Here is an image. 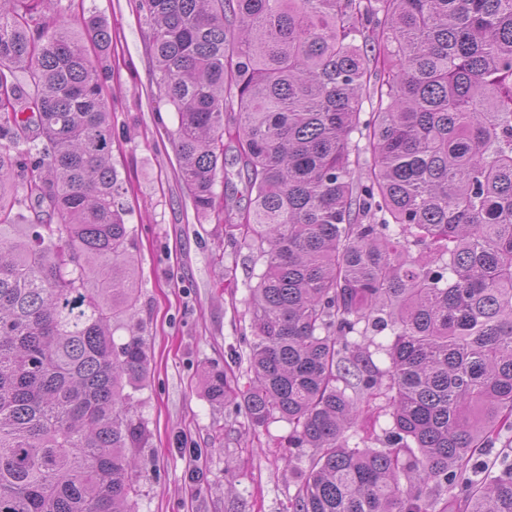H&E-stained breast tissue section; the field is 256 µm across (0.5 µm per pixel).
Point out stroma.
Here are the masks:
<instances>
[{
	"mask_svg": "<svg viewBox=\"0 0 512 512\" xmlns=\"http://www.w3.org/2000/svg\"><path fill=\"white\" fill-rule=\"evenodd\" d=\"M69 14H94L112 30L101 77L112 113V162L127 182L123 202L137 238L135 319L114 336H141L149 374L135 412L150 431L137 452L138 512H288L311 449H289L288 422L252 436L236 405L210 403L205 374L244 378L258 251L199 216L179 177L173 107L160 102L135 0H62ZM392 425L385 396L371 400L350 443L381 447Z\"/></svg>",
	"mask_w": 512,
	"mask_h": 512,
	"instance_id": "35a3bbf8",
	"label": "stroma"
}]
</instances>
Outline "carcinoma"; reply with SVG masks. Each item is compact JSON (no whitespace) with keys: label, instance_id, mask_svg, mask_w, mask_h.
Masks as SVG:
<instances>
[{"label":"carcinoma","instance_id":"obj_1","mask_svg":"<svg viewBox=\"0 0 512 512\" xmlns=\"http://www.w3.org/2000/svg\"><path fill=\"white\" fill-rule=\"evenodd\" d=\"M60 2L0 0V512H136L148 356L111 332L136 315V240L72 25L102 54L112 32ZM137 11L196 210L264 258L248 385L213 370L205 391L313 449L289 508L512 512V462L479 459L512 432V0ZM230 146L250 195L234 219L215 192ZM32 201L57 222L28 221ZM370 329L391 332L383 370L353 339ZM380 393L383 447L350 445L356 396Z\"/></svg>","mask_w":512,"mask_h":512}]
</instances>
